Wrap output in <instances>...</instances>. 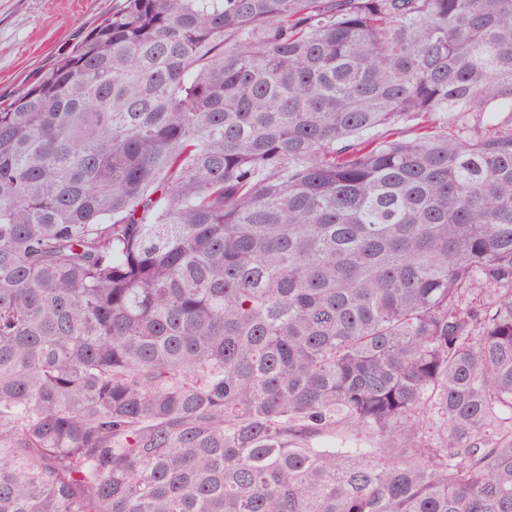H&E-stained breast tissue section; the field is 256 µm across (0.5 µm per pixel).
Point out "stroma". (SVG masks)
I'll return each mask as SVG.
<instances>
[{
    "label": "stroma",
    "instance_id": "1",
    "mask_svg": "<svg viewBox=\"0 0 512 512\" xmlns=\"http://www.w3.org/2000/svg\"><path fill=\"white\" fill-rule=\"evenodd\" d=\"M119 0H0V97L20 92Z\"/></svg>",
    "mask_w": 512,
    "mask_h": 512
}]
</instances>
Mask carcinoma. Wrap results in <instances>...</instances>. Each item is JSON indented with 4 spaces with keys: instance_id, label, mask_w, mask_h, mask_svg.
Masks as SVG:
<instances>
[{
    "instance_id": "1",
    "label": "carcinoma",
    "mask_w": 512,
    "mask_h": 512,
    "mask_svg": "<svg viewBox=\"0 0 512 512\" xmlns=\"http://www.w3.org/2000/svg\"><path fill=\"white\" fill-rule=\"evenodd\" d=\"M0 512H512V0H123L0 101Z\"/></svg>"
}]
</instances>
